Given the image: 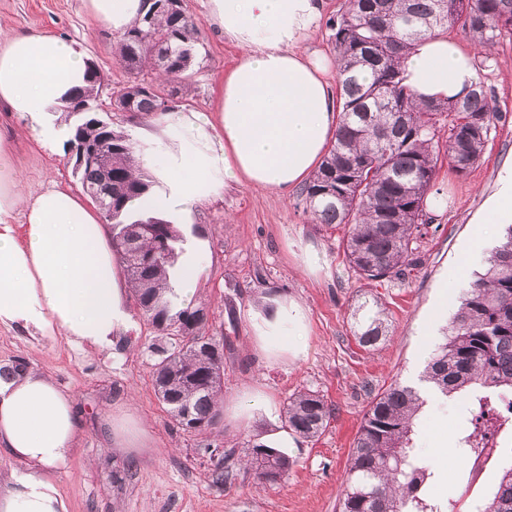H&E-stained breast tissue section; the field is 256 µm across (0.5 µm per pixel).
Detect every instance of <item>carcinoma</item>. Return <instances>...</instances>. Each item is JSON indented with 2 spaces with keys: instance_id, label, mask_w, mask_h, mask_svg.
<instances>
[{
  "instance_id": "obj_1",
  "label": "carcinoma",
  "mask_w": 512,
  "mask_h": 512,
  "mask_svg": "<svg viewBox=\"0 0 512 512\" xmlns=\"http://www.w3.org/2000/svg\"><path fill=\"white\" fill-rule=\"evenodd\" d=\"M337 52L342 110L336 138L321 166L300 192L313 223L342 231V246L358 281L403 280L415 244L434 217L427 210L440 156L459 175L476 168L502 112L483 83L448 102L420 104L404 84L400 59L436 31L460 30L484 51L512 36V0H345L326 22ZM202 23L186 8L147 7L116 41L128 74L114 99L117 112L149 114L169 109L198 64ZM101 76L90 69L86 85L73 90L88 110L98 109ZM66 150L99 148L104 162L75 171L87 193L105 192L112 210L113 243L136 303L165 341L153 347L155 395L177 426L184 418L202 434L214 427L224 359L194 352L189 341L209 330L205 307L172 311L168 272L183 235L169 221L136 210L151 184L137 164L125 132L71 110ZM350 317L358 346L371 350L389 336L385 304L356 291ZM443 396L469 404L471 417L450 466L461 468L478 451V435L512 420V224L484 259L459 297L444 342L421 374ZM424 405L420 390L395 382L364 414L338 512H448L425 493L434 476L413 443V426ZM332 409L311 390L288 398L285 426L296 438L319 437ZM250 470L261 483L285 481L294 460L277 448H249ZM478 512H512V466Z\"/></svg>"
}]
</instances>
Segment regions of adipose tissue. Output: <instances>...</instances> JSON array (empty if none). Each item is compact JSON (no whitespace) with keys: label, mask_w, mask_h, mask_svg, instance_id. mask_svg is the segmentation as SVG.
Masks as SVG:
<instances>
[{"label":"adipose tissue","mask_w":512,"mask_h":512,"mask_svg":"<svg viewBox=\"0 0 512 512\" xmlns=\"http://www.w3.org/2000/svg\"><path fill=\"white\" fill-rule=\"evenodd\" d=\"M86 10L117 35L145 12L143 0H86ZM323 13L324 0H206L208 23L239 60L211 113L173 108L142 131L145 143H167L162 155L142 156L157 181L144 208L175 218L229 181L284 196L317 170L342 104L329 60L309 46ZM88 65L79 46L56 35L0 29V106L24 119L40 147H53L70 135L62 113ZM401 67L421 101L464 96L481 79L474 53L438 32ZM12 152V139L0 135V322L111 349L130 315L107 224L71 189L23 196ZM79 431L73 396L50 377L29 369L0 379V454L25 465L0 494V512H68L53 472Z\"/></svg>","instance_id":"obj_1"}]
</instances>
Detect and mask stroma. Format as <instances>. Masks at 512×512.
I'll return each mask as SVG.
<instances>
[{
  "instance_id": "1",
  "label": "stroma",
  "mask_w": 512,
  "mask_h": 512,
  "mask_svg": "<svg viewBox=\"0 0 512 512\" xmlns=\"http://www.w3.org/2000/svg\"><path fill=\"white\" fill-rule=\"evenodd\" d=\"M0 20L17 32H49L79 42L105 77L101 116L129 135L147 125L148 116L113 111L112 94L128 76L115 54V34L87 15L84 0H0ZM199 57L200 67L189 71L173 106L207 110L239 50L208 28ZM477 62L504 117L470 174L457 175L447 162L439 163L435 187L445 206L420 239L409 278L370 284L391 323L390 336L374 350L360 348L352 334L350 305L359 283L346 262L342 233L312 223L297 207L296 193L278 197L231 183L221 197L203 195L181 220L186 245L199 249L192 303L206 307L211 335L224 339L225 404L257 390L281 410L291 394L311 390L333 409L318 438L289 439L287 453L295 464L279 486L257 483L243 460L248 445L284 429L283 418L225 417L199 435L179 429L154 391L151 348L162 337L135 302H128L131 321L108 351H85L62 335L34 337L18 325L0 323V367L32 364L75 399L80 433L66 464L54 473L68 512H336L362 417L391 383L417 384L442 342L450 317L434 314L439 290L446 285L457 295L471 280V273L460 270L461 257L498 190L502 165L512 160V37L490 55H478ZM23 126L18 115L0 108V134L14 140L22 192L34 195L53 185L80 191L63 147H37ZM289 301L304 312V335L259 342L260 316ZM426 400L415 443L436 473L429 492L450 502L452 512H469L472 500L489 497L501 467L492 463L478 479L446 470L464 406L431 394ZM124 413L145 429L140 451L117 447L109 434L108 420ZM208 445L224 451L232 473L226 483L212 481L203 453Z\"/></svg>"
}]
</instances>
